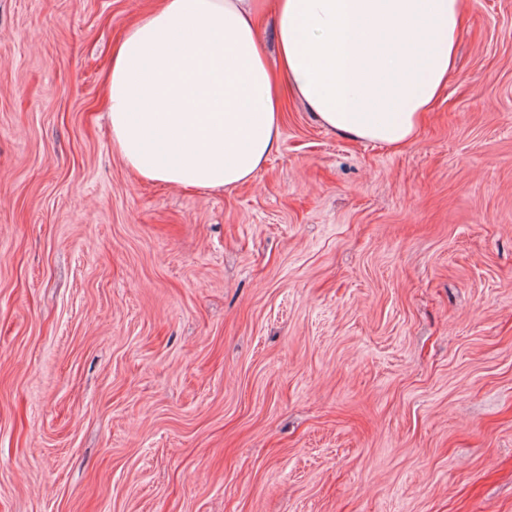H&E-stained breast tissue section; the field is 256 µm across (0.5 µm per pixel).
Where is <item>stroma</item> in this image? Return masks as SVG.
Listing matches in <instances>:
<instances>
[{"label":"stroma","mask_w":512,"mask_h":512,"mask_svg":"<svg viewBox=\"0 0 512 512\" xmlns=\"http://www.w3.org/2000/svg\"><path fill=\"white\" fill-rule=\"evenodd\" d=\"M153 0H0V512H512V0L400 151L284 95L248 183L137 179Z\"/></svg>","instance_id":"stroma-1"}]
</instances>
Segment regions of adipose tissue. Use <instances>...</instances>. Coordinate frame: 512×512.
I'll return each mask as SVG.
<instances>
[{
    "instance_id": "obj_1",
    "label": "adipose tissue",
    "mask_w": 512,
    "mask_h": 512,
    "mask_svg": "<svg viewBox=\"0 0 512 512\" xmlns=\"http://www.w3.org/2000/svg\"><path fill=\"white\" fill-rule=\"evenodd\" d=\"M280 67L325 128L399 148L455 70L464 0H273ZM259 0H158L115 45L112 146L139 179L252 180L281 122Z\"/></svg>"
}]
</instances>
